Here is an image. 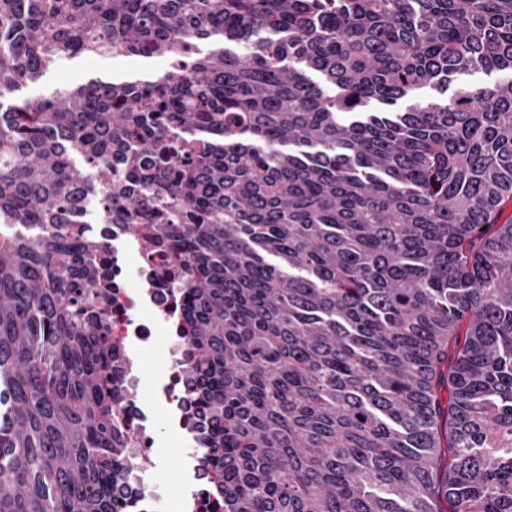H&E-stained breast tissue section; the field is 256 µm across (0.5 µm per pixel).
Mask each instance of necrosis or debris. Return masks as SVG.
<instances>
[{"label": "necrosis or debris", "instance_id": "4bbe7bcc", "mask_svg": "<svg viewBox=\"0 0 512 512\" xmlns=\"http://www.w3.org/2000/svg\"><path fill=\"white\" fill-rule=\"evenodd\" d=\"M106 257L112 264L106 310L112 320V341L125 353L121 387L129 394L117 411L124 435L120 457L125 469L114 496L122 512H163L168 491L152 479L159 467L155 409L161 405L167 410L168 425L177 430L186 448L177 499L181 512H223L214 468L204 461L199 444L204 414L191 393L192 376L183 366L191 327L182 301L155 279L161 257L139 251L126 226H113ZM159 327L166 332L169 363L164 373L150 382L141 351Z\"/></svg>", "mask_w": 512, "mask_h": 512}]
</instances>
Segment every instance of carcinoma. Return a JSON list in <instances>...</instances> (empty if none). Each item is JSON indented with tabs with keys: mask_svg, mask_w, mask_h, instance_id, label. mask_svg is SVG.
Instances as JSON below:
<instances>
[{
	"mask_svg": "<svg viewBox=\"0 0 512 512\" xmlns=\"http://www.w3.org/2000/svg\"><path fill=\"white\" fill-rule=\"evenodd\" d=\"M76 54L172 62L0 105V512H115L94 222L183 297L224 512H512V0H0V99Z\"/></svg>",
	"mask_w": 512,
	"mask_h": 512,
	"instance_id": "cac0c4a2",
	"label": "carcinoma"
}]
</instances>
